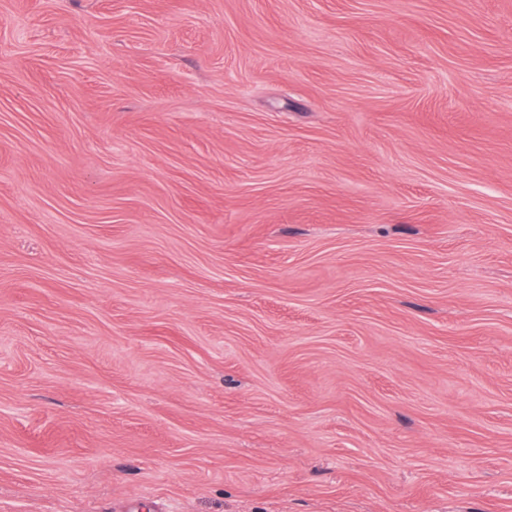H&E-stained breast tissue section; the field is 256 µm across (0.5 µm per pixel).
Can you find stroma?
Here are the masks:
<instances>
[{
  "label": "stroma",
  "mask_w": 512,
  "mask_h": 512,
  "mask_svg": "<svg viewBox=\"0 0 512 512\" xmlns=\"http://www.w3.org/2000/svg\"><path fill=\"white\" fill-rule=\"evenodd\" d=\"M0 512H512V0H0Z\"/></svg>",
  "instance_id": "1"
}]
</instances>
